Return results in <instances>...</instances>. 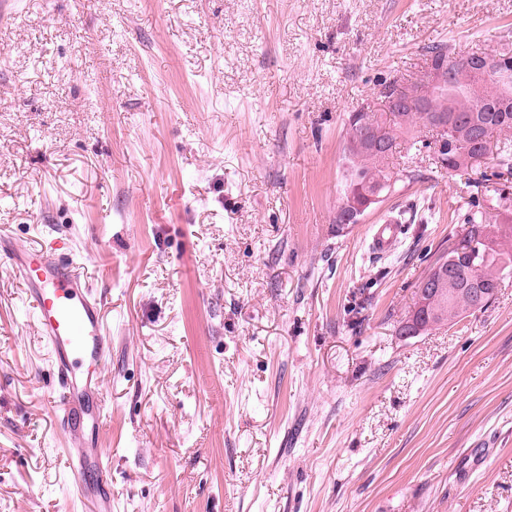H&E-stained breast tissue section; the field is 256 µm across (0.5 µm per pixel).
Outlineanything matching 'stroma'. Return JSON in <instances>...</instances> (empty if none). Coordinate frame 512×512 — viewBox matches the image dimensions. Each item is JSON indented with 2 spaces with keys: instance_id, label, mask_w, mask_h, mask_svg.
<instances>
[{
  "instance_id": "obj_1",
  "label": "stroma",
  "mask_w": 512,
  "mask_h": 512,
  "mask_svg": "<svg viewBox=\"0 0 512 512\" xmlns=\"http://www.w3.org/2000/svg\"><path fill=\"white\" fill-rule=\"evenodd\" d=\"M508 42L512 0H0V233L103 299L112 512H512V284L398 331L480 171L334 223L348 114ZM54 385L0 261V512H91ZM402 219H405L403 212L399 214V217H397V220L399 221L397 224H391L392 222L390 221L388 224L376 225V229L372 237V246L377 253L383 254L392 250L400 234L399 224H402Z\"/></svg>"
}]
</instances>
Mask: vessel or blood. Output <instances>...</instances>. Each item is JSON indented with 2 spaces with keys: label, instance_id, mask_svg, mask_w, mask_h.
Listing matches in <instances>:
<instances>
[{
  "label": "vessel or blood",
  "instance_id": "b4317fda",
  "mask_svg": "<svg viewBox=\"0 0 512 512\" xmlns=\"http://www.w3.org/2000/svg\"><path fill=\"white\" fill-rule=\"evenodd\" d=\"M399 234V225H377L374 250L390 252ZM0 258L8 261L23 284L37 332L50 348L59 385L54 407L71 442L70 470L78 493L95 503L96 512H112V474L93 441L104 411L101 368L107 345L102 301L66 243L20 249L1 235Z\"/></svg>",
  "mask_w": 512,
  "mask_h": 512
}]
</instances>
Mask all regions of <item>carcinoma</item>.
<instances>
[{
    "label": "carcinoma",
    "mask_w": 512,
    "mask_h": 512,
    "mask_svg": "<svg viewBox=\"0 0 512 512\" xmlns=\"http://www.w3.org/2000/svg\"><path fill=\"white\" fill-rule=\"evenodd\" d=\"M430 59L445 61L448 82L440 91L429 86L428 78L410 89L412 105L400 112L349 113L343 145L342 192L362 196L360 190H376L386 198L398 191L399 183L415 178L414 171L393 163L401 146L409 151L436 148L438 162L453 172L472 168L471 160L489 158L483 172L484 190L470 196L458 210L459 240L448 245L444 263L453 270V280L437 281L441 301L423 319L425 330L452 323L464 314L484 308L504 283L512 280V221L502 222L495 207L505 189L496 187L506 174L512 176V144L493 142L496 134L512 132V47L495 49L498 67L491 73L482 71L475 60L457 63L448 45L428 46ZM481 95L484 109L473 111V98ZM425 111H418V104ZM446 123L448 134L438 132ZM433 125L437 139L431 143L420 134ZM466 244L477 253L476 264L456 262V249ZM469 288H481L484 296L475 300Z\"/></svg>",
    "instance_id": "obj_1"
}]
</instances>
